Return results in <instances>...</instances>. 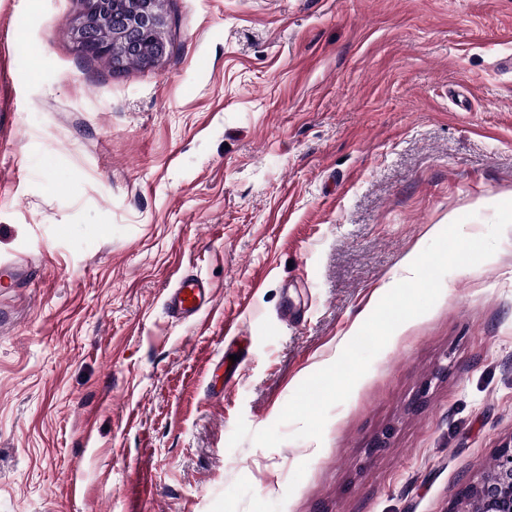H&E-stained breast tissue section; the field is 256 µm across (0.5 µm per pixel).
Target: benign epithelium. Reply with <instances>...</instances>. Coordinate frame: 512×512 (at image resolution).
<instances>
[{
  "mask_svg": "<svg viewBox=\"0 0 512 512\" xmlns=\"http://www.w3.org/2000/svg\"><path fill=\"white\" fill-rule=\"evenodd\" d=\"M82 2L83 11L72 24L79 48L111 61L114 68L131 54L139 55L144 67L165 55L164 0H130L118 14L112 0ZM448 512H512V442L497 451L492 473L460 488Z\"/></svg>",
  "mask_w": 512,
  "mask_h": 512,
  "instance_id": "obj_1",
  "label": "benign epithelium"
}]
</instances>
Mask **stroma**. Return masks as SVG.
Instances as JSON below:
<instances>
[{
	"label": "stroma",
	"mask_w": 512,
	"mask_h": 512,
	"mask_svg": "<svg viewBox=\"0 0 512 512\" xmlns=\"http://www.w3.org/2000/svg\"><path fill=\"white\" fill-rule=\"evenodd\" d=\"M82 9L0 0V512H448L512 440V227L322 440L228 442L512 200V0H165L122 71ZM185 270L214 301L177 320Z\"/></svg>",
	"instance_id": "35a3bbf8"
}]
</instances>
